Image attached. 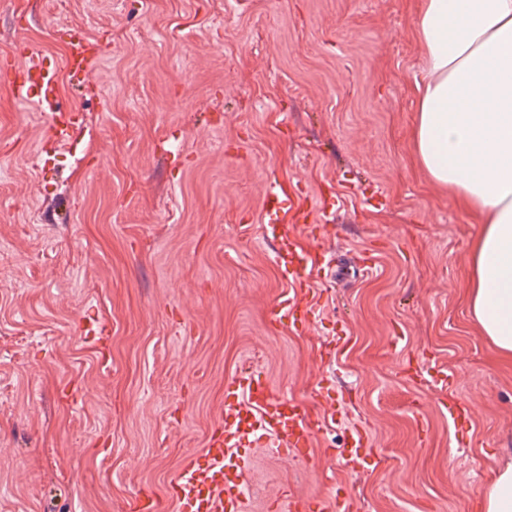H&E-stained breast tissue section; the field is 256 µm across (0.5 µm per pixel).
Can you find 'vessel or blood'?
<instances>
[{
  "mask_svg": "<svg viewBox=\"0 0 512 512\" xmlns=\"http://www.w3.org/2000/svg\"><path fill=\"white\" fill-rule=\"evenodd\" d=\"M93 55L85 38L72 41L67 66L74 81L88 73ZM22 103H51L57 93V67L49 57L18 66L9 85ZM298 202L279 186L272 185L264 196L268 218L266 233L277 243L282 277L290 284L307 288L316 275V260L298 250L283 232L279 217ZM272 320H288L296 330L309 328L319 311L309 296L288 297L273 303ZM329 410L314 413L294 401L277 396L269 382L250 366L241 367L225 385L222 418L199 454L186 458L169 483L168 497L175 512H252L246 462L226 465L225 459L243 436L254 444L270 447L273 454L291 450L307 456L319 432L329 421Z\"/></svg>",
  "mask_w": 512,
  "mask_h": 512,
  "instance_id": "b4317fda",
  "label": "vessel or blood"
}]
</instances>
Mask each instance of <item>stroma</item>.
<instances>
[{
  "instance_id": "obj_1",
  "label": "stroma",
  "mask_w": 512,
  "mask_h": 512,
  "mask_svg": "<svg viewBox=\"0 0 512 512\" xmlns=\"http://www.w3.org/2000/svg\"><path fill=\"white\" fill-rule=\"evenodd\" d=\"M420 0H0V512H133L218 425L252 364L335 419L310 459L244 445L253 512L344 491L357 512H478L512 457V362L468 306L478 232L413 153ZM84 123L60 148L7 72L25 44ZM336 254L315 325L264 239ZM447 384L437 382L439 372ZM369 463L352 470L356 427ZM93 54L89 51L87 40L84 36L75 41H70L67 57V66L71 79L81 82L88 73ZM292 194L279 186L271 185L264 196L263 210L268 217L266 237L277 243V258L280 266L281 276L291 285H299L302 291L309 286V283L316 275V260L302 250H298L290 236L282 232L279 225V216L294 208L295 217H299L302 208ZM271 319L281 321L288 319L296 330L303 331L309 328L310 324L317 318L319 311L309 295L298 297H288L273 303L269 309Z\"/></svg>"
}]
</instances>
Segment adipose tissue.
I'll return each instance as SVG.
<instances>
[{"mask_svg": "<svg viewBox=\"0 0 512 512\" xmlns=\"http://www.w3.org/2000/svg\"><path fill=\"white\" fill-rule=\"evenodd\" d=\"M415 34V160L479 227L469 311L512 360V0H421ZM480 512H512V462L483 488Z\"/></svg>", "mask_w": 512, "mask_h": 512, "instance_id": "adipose-tissue-1", "label": "adipose tissue"}]
</instances>
